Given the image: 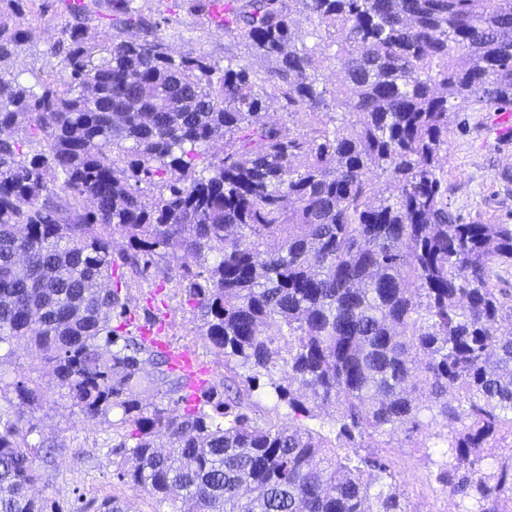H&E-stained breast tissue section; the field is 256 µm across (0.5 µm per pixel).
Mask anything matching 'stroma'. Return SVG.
Segmentation results:
<instances>
[{"label":"stroma","instance_id":"stroma-1","mask_svg":"<svg viewBox=\"0 0 512 512\" xmlns=\"http://www.w3.org/2000/svg\"><path fill=\"white\" fill-rule=\"evenodd\" d=\"M61 0H50L46 12L28 17L30 38L14 61L18 71H58L60 59L48 53L49 43L60 36ZM177 31L159 29L172 55L204 53L217 65L228 61L246 63L257 83H264L268 62L256 56L244 42L224 34L201 14L180 12ZM448 171L450 209L466 224H512V133L501 123L500 112L486 109L474 100L456 101L448 114V148L442 154ZM183 255L167 270L152 271L136 280L125 292L130 320L140 326H162L174 346L192 350L209 370L211 383L220 387L226 376L224 356L202 334L198 309L178 285L181 267L194 266ZM35 429L29 443L51 441L58 447L55 464L43 474L42 490L55 512H71L77 499L118 494L129 512H153L151 501L128 486L118 485L112 475V421L120 410L110 412L108 421L86 418L64 397L33 408ZM444 429L433 425L415 435L403 430L390 434L387 447L376 456L390 466V480L404 512H460L463 499L437 477L440 436Z\"/></svg>","mask_w":512,"mask_h":512}]
</instances>
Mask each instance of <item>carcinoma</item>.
Instances as JSON below:
<instances>
[{"instance_id":"1","label":"carcinoma","mask_w":512,"mask_h":512,"mask_svg":"<svg viewBox=\"0 0 512 512\" xmlns=\"http://www.w3.org/2000/svg\"><path fill=\"white\" fill-rule=\"evenodd\" d=\"M185 5L273 63V95L306 113L310 135L260 122L247 66L173 56L136 0H64L71 21L48 47L61 70L25 85L9 66L48 3L0 0V345L35 346L86 417L121 410L112 466L153 512H403L387 465L349 448L434 423L447 428L439 479L464 512H496L512 468L483 461L512 438V332L499 329L512 224L462 223L441 153L452 100L512 106V0H174ZM300 11L312 29L292 26ZM319 55L341 67L332 91ZM16 127L34 153L4 137ZM228 134L238 149L209 155ZM171 250L195 259L178 284L224 369L267 378L296 419L332 410L328 433L262 421L215 387L181 410L143 403L144 364L176 392L185 382L125 329L122 289ZM14 392L0 512H47L20 430L45 392L29 375ZM75 512L128 510L113 494Z\"/></svg>"}]
</instances>
